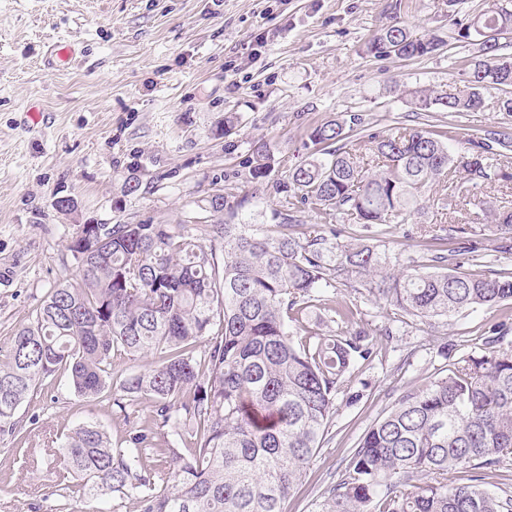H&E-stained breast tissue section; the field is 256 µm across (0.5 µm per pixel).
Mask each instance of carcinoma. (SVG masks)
I'll use <instances>...</instances> for the list:
<instances>
[{
  "label": "carcinoma",
  "instance_id": "cac0c4a2",
  "mask_svg": "<svg viewBox=\"0 0 512 512\" xmlns=\"http://www.w3.org/2000/svg\"><path fill=\"white\" fill-rule=\"evenodd\" d=\"M482 29L512 33V10L490 0L458 35ZM442 41L416 36L398 21L368 44L378 57L415 59ZM493 45L465 72L463 86L432 96L420 110L472 112L483 91L501 94L512 113V53ZM362 118L327 120L310 131L308 157L288 169L285 211L271 224H230L242 199L200 200L178 224H79L67 250L74 282L47 293L32 320L0 352V435L21 440L17 411L58 372L88 402L112 391L125 419L142 400L150 414L112 443L96 421L80 423L62 442L59 483L80 502L107 495L132 499L137 512H282L322 447L348 392L357 360L374 353L365 327L347 336L309 326L326 308L357 325L354 304L334 300L336 285L362 286L377 301L420 319H451L477 307L512 304V269L483 273L490 253L512 255V211L483 225L489 237L452 229L458 246L430 235L438 248L427 263L392 275L387 257L366 242L337 241L336 213L360 231L402 224L419 210V193L444 180L467 199L478 182L495 179L490 145L452 150L440 135L397 127L368 135L378 160L361 164ZM277 163L256 142L248 159L252 181ZM309 205L321 223L304 224ZM210 245H204V241ZM152 356L145 369L112 387V362ZM512 454V341L500 332L448 363L445 373L409 391L363 435L340 480L323 492L325 512H512V491L460 482L450 473L498 470Z\"/></svg>",
  "mask_w": 512,
  "mask_h": 512
}]
</instances>
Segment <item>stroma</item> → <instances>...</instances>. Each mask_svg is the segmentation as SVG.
Here are the masks:
<instances>
[{"mask_svg": "<svg viewBox=\"0 0 512 512\" xmlns=\"http://www.w3.org/2000/svg\"><path fill=\"white\" fill-rule=\"evenodd\" d=\"M485 2L461 0L452 19L448 0H0V348L50 288L75 280L66 243L78 224H175L218 188L246 201L234 223H270L284 203L276 183L305 159L310 128L334 116L361 114L369 134L443 132L455 148L512 133L495 91L462 114L414 104L416 91L447 90L478 57L457 31ZM394 18L438 36L443 50L414 60L367 54ZM61 44L75 50L63 67ZM259 140L277 159L262 184L246 168ZM131 178L140 189L128 195ZM61 195L74 198V212L55 209ZM442 196L441 182L427 185L420 215L383 226L375 244L392 271L421 264V227L473 219V205L458 198L446 208ZM336 297L357 305L377 354L353 369L356 398H337L326 443L284 512H323L322 492L371 424L494 328L512 331L493 310L426 322L341 285ZM18 417L32 438L17 452L0 441V512H77L55 482L61 441L89 419L116 441L128 422L111 403L79 401L63 374L29 394Z\"/></svg>", "mask_w": 512, "mask_h": 512, "instance_id": "stroma-1", "label": "stroma"}]
</instances>
